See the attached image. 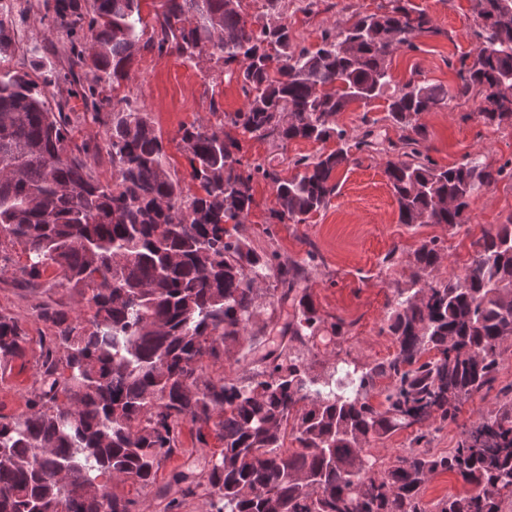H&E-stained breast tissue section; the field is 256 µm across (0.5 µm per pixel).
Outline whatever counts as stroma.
Masks as SVG:
<instances>
[{
  "instance_id": "stroma-1",
  "label": "stroma",
  "mask_w": 512,
  "mask_h": 512,
  "mask_svg": "<svg viewBox=\"0 0 512 512\" xmlns=\"http://www.w3.org/2000/svg\"><path fill=\"white\" fill-rule=\"evenodd\" d=\"M13 21L15 49L7 57V68L30 72L34 79L59 77V101L70 109L73 142L82 143L104 133L113 112L126 103L143 107L166 145L169 166L183 187L194 189L186 153L178 146L181 126L201 123L224 128V115L243 109L246 103L236 77L209 53L190 60L175 53L142 51L134 60L129 76L99 105L98 115L85 112L81 98L67 91L88 79L86 68L70 67L61 50L63 38L49 26L45 0H7ZM388 0H280L279 12L297 46L316 47L324 32L347 26L358 16L383 12ZM407 8L424 11L431 19L432 32L415 40V49L399 48L391 57L394 80L415 79L455 90L461 58H475L476 41L472 0H404ZM384 99L356 102L336 117L349 141H356L366 130L381 140H398L399 128L387 117ZM475 99L449 100L448 104L423 114L419 122L427 131L428 155L440 168L476 158L508 172L496 183L483 188L464 215L461 227L443 224L407 226L398 221V206L387 184L385 168L394 155L385 151H352L348 164L340 167L334 180L335 195L327 207L310 215L306 223L279 222L273 218L276 198L272 185L254 183V204L241 228L257 250L277 251L287 261L304 257L307 250L319 255L316 266L307 268L306 283L320 314L344 321L348 330L337 345H317L313 349L312 375L328 372L338 361L368 366L391 358L397 349L384 331L390 305L399 289L408 287L414 270V252L428 239H438L442 259L433 270V279L447 278L460 264L469 262L474 243L484 229L503 223L512 216V124L485 123L478 114ZM335 141L324 143L296 139L282 145L271 140L246 139L245 156L288 177L291 162L301 156H316L335 149ZM56 269H47L39 280L19 283L12 276L0 280V314L19 318L29 342L24 353L0 370V418L11 420L27 410L38 375L41 337L51 330L37 316L40 305L52 302L73 304L74 294L61 284ZM496 391L477 393L459 406L456 416L439 432L433 433L428 449L445 454L454 448L465 428L499 402L500 388L512 385V354L498 373ZM196 429L184 424L180 449L165 460L153 486L136 489L116 484V493L136 499V512H164L158 496L176 471H201L222 444L209 438L207 445L196 440Z\"/></svg>"
}]
</instances>
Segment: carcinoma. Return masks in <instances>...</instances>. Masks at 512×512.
<instances>
[{
    "mask_svg": "<svg viewBox=\"0 0 512 512\" xmlns=\"http://www.w3.org/2000/svg\"><path fill=\"white\" fill-rule=\"evenodd\" d=\"M383 13L355 19L322 34L314 49L291 43L288 25L269 18L257 27L240 2L164 0L156 27L143 39L141 0H55L53 29L65 35L73 65L86 66L84 106L128 78L142 49L188 59L212 49L225 68L238 64L247 99L224 114L240 134L282 144L296 139L337 147L293 161L283 177L241 155L224 129L183 126L197 192H184L167 166L166 146L148 113H112L102 142L71 139V118L53 104L56 81L0 69V274L17 269L38 279L59 269L84 320L64 304L40 318L53 336L43 344L36 387L27 411L0 419V512H133L135 502L112 491L104 477L146 487L163 461L179 450L182 424L213 430L224 449L200 475L176 471L162 494L168 507L197 489L212 512H503L512 498V386L499 407L481 416L457 447L425 450L430 431L382 470L367 446L391 432L431 419L445 423L475 393L494 389L504 342L512 337V217L483 232L466 273L429 279L442 247L425 240L414 252L410 286L398 291L386 331L394 356L355 366L344 377L310 376L305 355L321 342L338 344L344 323L315 307L302 273L319 256L282 261L259 251L240 233L259 177L272 183L278 221L303 224L336 191L333 174L351 148H372L367 131L350 146L336 116L350 103L388 96V117L402 131L385 175L402 224L461 225L478 192L503 169L467 161L436 167L423 152L419 117L448 100L440 85L412 79L392 85L390 57L433 31L424 12L401 0ZM477 54L461 62L457 95L479 97L488 124L512 122V0H473ZM12 20L0 15V57L11 54ZM113 178L92 174L101 152ZM287 289L291 312L279 326L280 343L250 362L241 382L214 378L202 360L231 356L261 315L259 285ZM20 321L0 315V369L21 356ZM391 384L371 402L376 378ZM297 447L283 449L286 431ZM441 472L467 485L461 495L429 506L423 488Z\"/></svg>",
    "mask_w": 512,
    "mask_h": 512,
    "instance_id": "obj_1",
    "label": "carcinoma"
}]
</instances>
